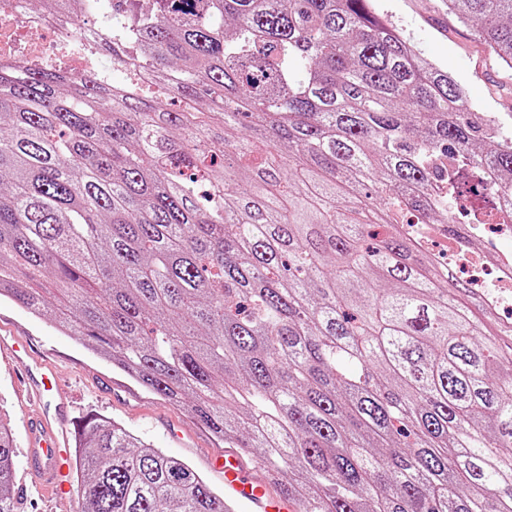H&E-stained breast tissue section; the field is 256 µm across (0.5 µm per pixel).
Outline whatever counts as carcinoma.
<instances>
[{"mask_svg": "<svg viewBox=\"0 0 512 512\" xmlns=\"http://www.w3.org/2000/svg\"><path fill=\"white\" fill-rule=\"evenodd\" d=\"M512 67V0H446ZM85 0L31 10L84 17ZM127 82L0 68V299L296 512H512V341L401 224L512 223V138L371 0H112ZM0 417V512H21ZM79 512H235L117 423Z\"/></svg>", "mask_w": 512, "mask_h": 512, "instance_id": "carcinoma-1", "label": "carcinoma"}]
</instances>
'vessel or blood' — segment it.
I'll return each mask as SVG.
<instances>
[{"mask_svg":"<svg viewBox=\"0 0 512 512\" xmlns=\"http://www.w3.org/2000/svg\"><path fill=\"white\" fill-rule=\"evenodd\" d=\"M0 346L8 347L14 361L19 362L22 369L20 384L29 402L43 409L30 426L33 446L27 459L28 472L37 484L49 491L64 493L71 460L66 428L69 417L64 403L50 404L46 401L49 390L59 387L56 371L46 360L33 356L27 342L20 337L0 336ZM215 462L224 470L226 485L244 498L256 502L262 500L264 490L245 480L237 455H220Z\"/></svg>","mask_w":512,"mask_h":512,"instance_id":"vessel-or-blood-1","label":"vessel or blood"}]
</instances>
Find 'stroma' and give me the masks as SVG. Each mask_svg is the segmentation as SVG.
I'll return each instance as SVG.
<instances>
[{"label":"stroma","mask_w":512,"mask_h":512,"mask_svg":"<svg viewBox=\"0 0 512 512\" xmlns=\"http://www.w3.org/2000/svg\"><path fill=\"white\" fill-rule=\"evenodd\" d=\"M375 12L414 43L462 86L474 111L483 113L512 137V67L491 54L475 28L448 12L444 0H372ZM0 335L28 338L61 375L63 395L81 420L117 422L126 430L183 460L203 474L211 487L233 496L224 474L212 464L216 442L181 407L146 393L111 362L87 350L81 337L61 334L51 318L35 317L16 304L0 301ZM15 363L0 356V400L17 446L16 482L23 512H76V500L50 502L26 471L30 441L26 422L34 414L18 396Z\"/></svg>","instance_id":"1"}]
</instances>
